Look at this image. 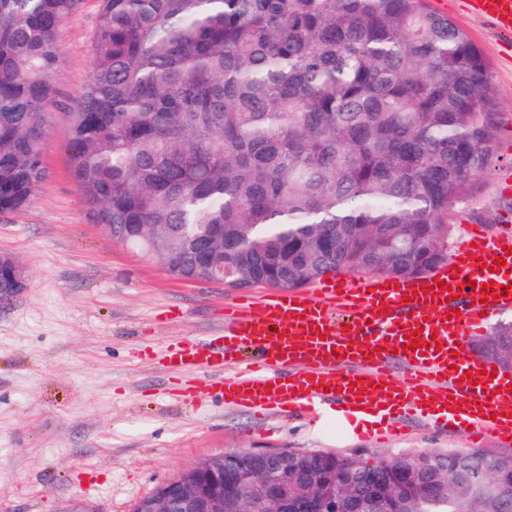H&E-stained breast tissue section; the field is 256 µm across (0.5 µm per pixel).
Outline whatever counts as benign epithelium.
Instances as JSON below:
<instances>
[{
	"label": "benign epithelium",
	"instance_id": "benign-epithelium-1",
	"mask_svg": "<svg viewBox=\"0 0 512 512\" xmlns=\"http://www.w3.org/2000/svg\"><path fill=\"white\" fill-rule=\"evenodd\" d=\"M19 262L0 254V302L26 287ZM491 361L512 367V345L496 344ZM320 452L244 451L210 457L194 468L161 483L141 498L134 512H377L383 503L416 495L440 497L448 484L470 491H489L497 498L512 497V456L483 466L448 468L427 461L428 452L393 453L385 459L383 473L366 489L358 484L361 472L349 471L338 481L318 459ZM294 475L310 490L294 488L281 477Z\"/></svg>",
	"mask_w": 512,
	"mask_h": 512
}]
</instances>
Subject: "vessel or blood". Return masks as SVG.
<instances>
[{
	"mask_svg": "<svg viewBox=\"0 0 512 512\" xmlns=\"http://www.w3.org/2000/svg\"><path fill=\"white\" fill-rule=\"evenodd\" d=\"M476 13L512 34V0H471ZM499 271H490L495 259ZM512 284V232L470 230L433 271L412 278L335 274L224 309L217 336L169 345L162 365L209 373L225 405L257 413L357 418L396 428L415 418L466 430L472 447L512 443V381L488 377L468 345L487 315L512 308V294L484 301V285ZM458 288L449 299L447 288ZM419 334L420 347L404 350ZM404 369L395 376L390 361Z\"/></svg>",
	"mask_w": 512,
	"mask_h": 512,
	"instance_id": "1",
	"label": "vessel or blood"
}]
</instances>
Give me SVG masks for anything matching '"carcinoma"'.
<instances>
[{
    "instance_id": "obj_1",
    "label": "carcinoma",
    "mask_w": 512,
    "mask_h": 512,
    "mask_svg": "<svg viewBox=\"0 0 512 512\" xmlns=\"http://www.w3.org/2000/svg\"><path fill=\"white\" fill-rule=\"evenodd\" d=\"M83 0H0V211L44 180L59 34ZM69 168L93 221L174 275L246 288L408 278L494 161L497 91L428 0H99ZM401 512H512L457 485Z\"/></svg>"
}]
</instances>
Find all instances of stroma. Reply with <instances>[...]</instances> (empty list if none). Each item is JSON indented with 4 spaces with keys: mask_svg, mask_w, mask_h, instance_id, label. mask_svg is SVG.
<instances>
[{
    "mask_svg": "<svg viewBox=\"0 0 512 512\" xmlns=\"http://www.w3.org/2000/svg\"><path fill=\"white\" fill-rule=\"evenodd\" d=\"M429 4L479 47L497 89L495 162L454 207V242L470 225L498 233L512 214V195L501 190L512 174V35L468 0ZM97 12L98 0H83L60 33L64 62L41 144L46 177L22 210L0 212V252L27 273L26 288L0 303V512H133L160 482L223 453L320 450L377 461L398 451L468 449L464 432L413 420L381 436L345 419L257 416L206 394L201 373L140 362L215 333L225 305L268 288L178 280L90 217L68 145L92 71ZM189 387L202 392L191 411L181 404Z\"/></svg>",
    "mask_w": 512,
    "mask_h": 512,
    "instance_id": "1",
    "label": "stroma"
}]
</instances>
